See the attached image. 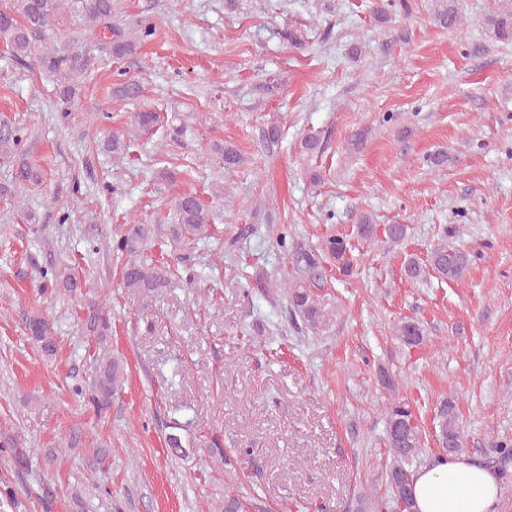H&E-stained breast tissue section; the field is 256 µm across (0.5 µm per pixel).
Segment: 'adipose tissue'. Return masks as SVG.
Wrapping results in <instances>:
<instances>
[{
    "label": "adipose tissue",
    "mask_w": 512,
    "mask_h": 512,
    "mask_svg": "<svg viewBox=\"0 0 512 512\" xmlns=\"http://www.w3.org/2000/svg\"><path fill=\"white\" fill-rule=\"evenodd\" d=\"M414 512H497L496 474L464 457L437 459L413 476Z\"/></svg>",
    "instance_id": "ef3b65f1"
}]
</instances>
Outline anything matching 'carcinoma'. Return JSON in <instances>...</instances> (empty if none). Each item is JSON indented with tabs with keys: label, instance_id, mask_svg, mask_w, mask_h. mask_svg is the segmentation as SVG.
<instances>
[{
	"label": "carcinoma",
	"instance_id": "obj_1",
	"mask_svg": "<svg viewBox=\"0 0 512 512\" xmlns=\"http://www.w3.org/2000/svg\"><path fill=\"white\" fill-rule=\"evenodd\" d=\"M65 2L67 0H0V42L5 44L6 52L13 59L28 58L42 70L56 76L61 96L71 99L77 91L74 80L83 76L92 62L85 55L65 54L56 50L49 40L52 21ZM118 9L119 0H85L83 19L85 29L98 43L99 49L112 57L121 58L135 52L137 44L152 37L156 33V25L149 20H140L132 30L119 22ZM436 19L444 27L461 26L453 0H448V4L436 12ZM487 25L497 39L512 41V0H501L497 11L487 19ZM159 120L158 113L140 110L132 113L131 127L146 133L157 126ZM25 141V128L7 120L0 121V160L15 157L22 150ZM215 151L220 155L227 173L243 163L240 151L227 143L215 146ZM169 205L175 221L171 225L170 236L178 243L186 246L191 244L207 235L214 224L215 215L210 206L190 190L174 193ZM409 230L407 224H386L381 229L367 214L360 216L356 225L357 236L369 243L379 240L381 233L389 242L402 243L408 238ZM453 233V228L442 226V243L434 247L425 261L408 259L403 265L406 279L425 282L434 277L443 282L460 281L469 271L475 254L454 246L450 241ZM149 238L150 230L147 225L131 224L117 242V251L125 255L121 266L124 286L144 294L170 287L172 278L175 277L173 264L159 261L145 252ZM279 242L281 247L290 248L292 263L299 271L298 277L287 278L282 283L288 296L290 314L311 330L325 331L333 320L334 307L317 294L325 277L323 262L328 260L343 275H349L353 268L350 240L342 235H330L316 251L299 243L290 245L285 236L280 237ZM41 278L52 280L71 298L85 295L82 281L71 274L44 270ZM24 328L28 339L43 353L51 355L56 351V336L49 318L34 314L26 318ZM82 330L95 343L93 370L84 396L87 398V406L99 416L111 408L112 398L120 387L122 370L108 346L112 335V323L108 313L94 303H88ZM395 335L402 344L409 347L418 346L424 340V330L415 320L399 323L395 328ZM385 418L386 442L391 456L387 471L389 497L383 503L376 495H360L355 499L354 512L413 510L410 491L414 474L412 464L421 446V433L415 421V412L409 401L397 397L386 404ZM433 422L442 455H461L463 434L459 427L453 395L440 400L435 408ZM491 448V456L485 460L487 466L502 470L512 465V440H499ZM5 452L16 473L22 475L32 471L27 449L10 445L5 448Z\"/></svg>",
	"mask_w": 512,
	"mask_h": 512
}]
</instances>
